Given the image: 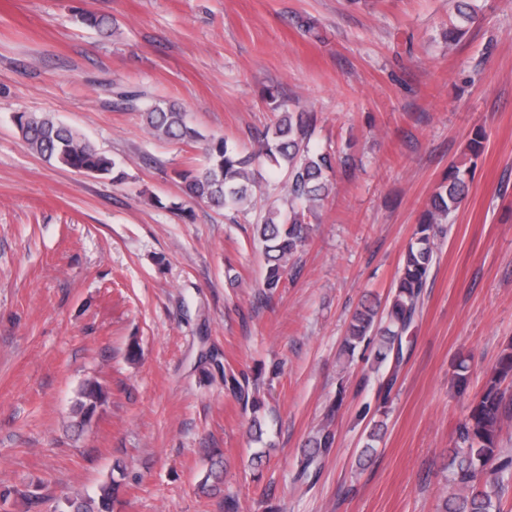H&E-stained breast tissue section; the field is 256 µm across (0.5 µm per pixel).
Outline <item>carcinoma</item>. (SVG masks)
<instances>
[{"mask_svg":"<svg viewBox=\"0 0 512 512\" xmlns=\"http://www.w3.org/2000/svg\"><path fill=\"white\" fill-rule=\"evenodd\" d=\"M81 23L99 32H112V18L86 12ZM117 105L142 113L146 129L155 137L182 143L206 142L205 162L177 172L186 197L218 210L240 212V208L260 190L262 167L271 175H284L288 212L272 207L256 225L257 239L265 258V275L261 285L263 298L269 300L280 288L288 264L306 245L313 217L329 196L335 172L336 153L315 146L312 137L316 127L314 113L299 105H290L274 92H267V103L278 113L273 125L254 139L249 150L228 144L222 138H206L188 124L186 113L173 102L145 100L137 91H114ZM14 123L29 150L51 165H61L93 176L124 178L114 159L100 152L69 125L49 113L20 112ZM467 170L458 166L437 187L422 215L405 251L393 290L388 295L384 315L364 305L348 327L344 352L350 353L362 342L373 345L375 368L392 365L393 369L378 389L381 404L390 400L397 381L398 367L403 361V343L420 312L424 288L437 259V237L444 233L441 224L458 210L468 195ZM224 389L251 413V429L261 440L265 421L258 416L261 409L257 380L243 371L217 366ZM107 391L96 381L88 382L80 391L73 413L82 428L91 415L107 401ZM337 398L331 414L309 440L299 461L296 478L308 481L317 476L321 464L335 445L333 413L341 406ZM512 422V344L506 346L498 365L487 378L479 397L473 400L468 414L455 430L454 448L448 460V471L456 493L444 498L441 512H504L503 474L512 470V458L500 454V437L505 425ZM119 482L115 478L99 485L90 494L68 497L65 512H114Z\"/></svg>","mask_w":512,"mask_h":512,"instance_id":"obj_1","label":"carcinoma"}]
</instances>
